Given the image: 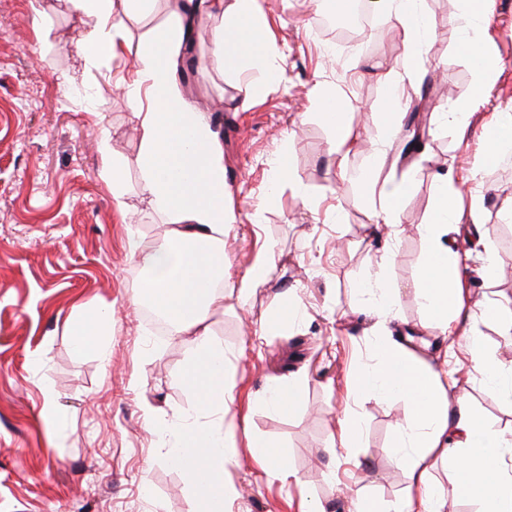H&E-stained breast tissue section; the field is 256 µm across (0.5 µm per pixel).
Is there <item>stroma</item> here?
Listing matches in <instances>:
<instances>
[{"mask_svg":"<svg viewBox=\"0 0 512 512\" xmlns=\"http://www.w3.org/2000/svg\"><path fill=\"white\" fill-rule=\"evenodd\" d=\"M286 79L243 103L233 74L213 61V47L198 32L195 74L186 93L224 144V175L242 227L225 248L233 270L253 260L256 237L268 240L275 270L249 303L235 299L210 318L213 332L232 352L236 386L230 415L247 435L281 446L294 481H267L247 444H240L227 473L238 490L234 512H300L312 501L326 512H354L357 495L382 505L403 498L407 478L390 455L406 409L365 395L358 376L375 348L399 338L421 357L445 366L456 381L449 403L465 400L488 422L512 428V403L490 391L476 374L461 328L421 329L416 287L419 224L432 211L436 176L470 168L482 154V126L494 105L512 100V0H494L487 43L503 68L472 118L467 143L442 126V114L472 98L475 72L458 52L459 31L448 0H425L435 33L425 47L418 81L433 105L425 118L440 135L424 139L420 155H404L396 138L378 161L373 115L384 104L383 84L402 74L405 49L390 19L377 15L362 31L366 50L332 44L318 27L315 0H261ZM44 22L32 30L34 11ZM84 27L58 0H0V512H199L186 478L156 446L155 424L143 414L152 405L169 418L192 408L196 395L181 382L192 348L188 337L154 334L131 300L140 285L127 249L130 230L146 242L164 238L163 219L142 212L137 198L140 139L132 129L134 102L112 84L128 75L123 57L87 65L79 44ZM335 88L349 112L352 134L363 145L344 164L329 155L331 134L315 100ZM109 134L124 162L126 209H119L101 177L95 123ZM293 149V184L315 202L306 207L292 186L281 185L277 206L261 209L271 185V161ZM406 180L400 221L393 232L377 224L379 201L369 200L354 173ZM464 203L475 202L498 258L486 276L472 254L463 286L469 304L512 296V163L489 162L470 183ZM261 215V230L251 216ZM396 260L383 265L387 248ZM383 270L398 296L401 321L379 323L355 299L369 272ZM296 286L301 317L284 330L254 339L277 303V292ZM114 307L106 338L109 362L76 354L69 320L83 306ZM471 329L487 350L512 366V333L499 319L475 314ZM306 378L297 410L272 412L258 404L271 385ZM53 398L55 416L42 408ZM357 413L363 432L351 450L338 448L339 421Z\"/></svg>","mask_w":512,"mask_h":512,"instance_id":"obj_1","label":"stroma"}]
</instances>
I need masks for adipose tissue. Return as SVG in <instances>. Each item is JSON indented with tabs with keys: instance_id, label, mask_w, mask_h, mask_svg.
I'll use <instances>...</instances> for the list:
<instances>
[{
	"instance_id": "obj_1",
	"label": "adipose tissue",
	"mask_w": 512,
	"mask_h": 512,
	"mask_svg": "<svg viewBox=\"0 0 512 512\" xmlns=\"http://www.w3.org/2000/svg\"><path fill=\"white\" fill-rule=\"evenodd\" d=\"M74 13L92 19L79 43L86 59L107 61L134 55L136 64L115 85L133 101L148 100L147 110L132 114L141 139L139 195L146 210L162 216L169 225L159 242L145 244L130 234L127 247L141 272L137 305L151 304L164 314L175 336L189 337L193 362L183 377L197 390V406L156 429L159 450L187 477L192 491L205 502L207 512H233L236 498L224 479L227 467L236 465L240 428L227 414L235 391L227 379L231 363L227 348L211 329L212 313L224 304L225 290L237 303H246L270 280L269 245L257 248L243 272L231 273L224 239L238 216L227 203L224 147L203 113L181 89L177 57L194 32L197 15L218 18L212 32L213 58L224 71L241 79L245 98L279 87L285 80L280 51L270 40L260 0H184L181 12L151 29L146 45H134L129 24L149 13L152 0H64ZM399 31L405 46L407 68L403 76L384 84L386 106L376 115V149H384L402 129L400 107L406 86L414 84L422 47L433 33L424 0H373ZM492 0H460L458 51L474 64L479 88L494 84L502 63L487 51L483 29ZM315 105L321 123L330 130L329 151L344 163L359 143L353 138L341 96L327 90ZM358 180L365 193L381 202L380 223L394 226L402 210L405 182H380L370 171ZM438 192L430 220L418 227L422 241L418 289L423 325L448 323L469 326L472 310L461 288V271L468 258L453 251L449 232L477 224L478 206L463 208L458 179L453 172L436 178ZM375 316L399 317L398 297L381 272H373L359 285ZM112 309L89 306L75 314L68 332L76 352L106 355L104 338ZM466 348L475 370L491 390L512 396V370L504 369L475 339ZM360 389L390 404L402 402L407 416L399 428L400 447L393 458L409 480L406 497L389 510L366 496L358 497L355 512H447L449 502L476 499L482 512H512V433L479 418L468 403L449 405L447 375L441 374L408 349L393 342L380 344L375 361L359 380ZM453 464L454 477L447 493L438 494L430 471L437 459Z\"/></svg>"
}]
</instances>
